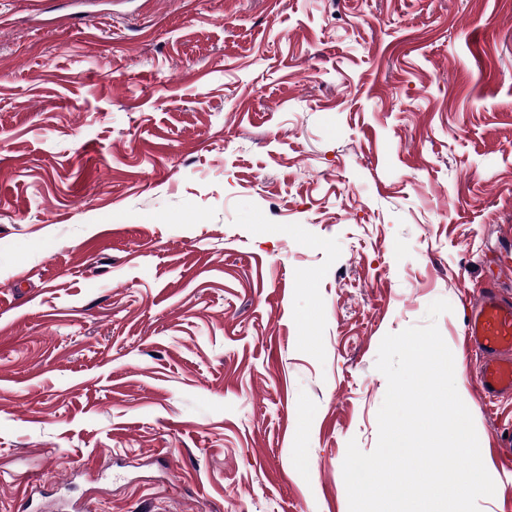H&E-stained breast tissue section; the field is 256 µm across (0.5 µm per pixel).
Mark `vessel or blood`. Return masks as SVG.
Masks as SVG:
<instances>
[{
	"label": "vessel or blood",
	"instance_id": "obj_1",
	"mask_svg": "<svg viewBox=\"0 0 512 512\" xmlns=\"http://www.w3.org/2000/svg\"><path fill=\"white\" fill-rule=\"evenodd\" d=\"M465 334L480 361L475 382L481 396H512V293L498 287L483 290L470 308Z\"/></svg>",
	"mask_w": 512,
	"mask_h": 512
}]
</instances>
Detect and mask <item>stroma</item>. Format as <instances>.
I'll return each instance as SVG.
<instances>
[{
    "label": "stroma",
    "mask_w": 512,
    "mask_h": 512,
    "mask_svg": "<svg viewBox=\"0 0 512 512\" xmlns=\"http://www.w3.org/2000/svg\"><path fill=\"white\" fill-rule=\"evenodd\" d=\"M512 225V0H0V512H349L382 338L464 359Z\"/></svg>",
    "instance_id": "stroma-1"
}]
</instances>
